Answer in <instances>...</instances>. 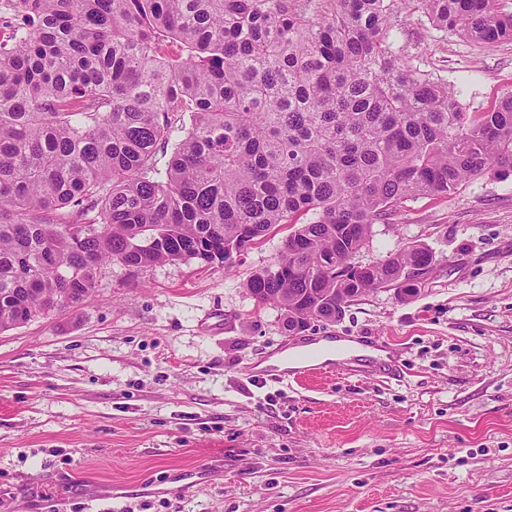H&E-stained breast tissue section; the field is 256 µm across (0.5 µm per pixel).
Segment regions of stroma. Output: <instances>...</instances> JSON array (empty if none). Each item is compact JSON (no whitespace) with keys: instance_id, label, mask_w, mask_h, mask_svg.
<instances>
[{"instance_id":"35a3bbf8","label":"stroma","mask_w":512,"mask_h":512,"mask_svg":"<svg viewBox=\"0 0 512 512\" xmlns=\"http://www.w3.org/2000/svg\"><path fill=\"white\" fill-rule=\"evenodd\" d=\"M398 37L464 111L512 94V43L417 15ZM290 231L228 268L107 263L89 300L0 332V512H512V177L374 225L360 261L418 244L429 280L295 336L245 286ZM321 338L390 361L303 387L244 374Z\"/></svg>"}]
</instances>
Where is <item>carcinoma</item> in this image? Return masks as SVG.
Returning a JSON list of instances; mask_svg holds the SVG:
<instances>
[{
    "label": "carcinoma",
    "instance_id": "obj_1",
    "mask_svg": "<svg viewBox=\"0 0 512 512\" xmlns=\"http://www.w3.org/2000/svg\"><path fill=\"white\" fill-rule=\"evenodd\" d=\"M0 46V332L96 270L196 260L292 224L247 288L303 332L429 256L346 264L403 204L512 175V95L463 112L404 14L512 42L498 0H8ZM310 221L296 224L300 215Z\"/></svg>",
    "mask_w": 512,
    "mask_h": 512
}]
</instances>
